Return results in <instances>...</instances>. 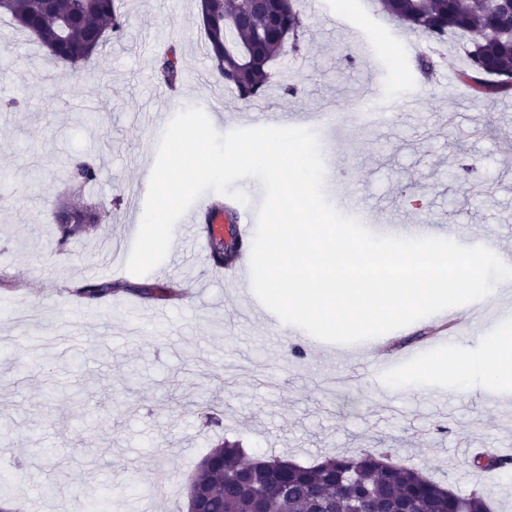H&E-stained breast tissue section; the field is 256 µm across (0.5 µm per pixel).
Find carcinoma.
I'll return each mask as SVG.
<instances>
[{"label": "carcinoma", "instance_id": "carcinoma-1", "mask_svg": "<svg viewBox=\"0 0 512 512\" xmlns=\"http://www.w3.org/2000/svg\"><path fill=\"white\" fill-rule=\"evenodd\" d=\"M393 20L424 34L434 42L450 34H478L467 52L468 68L462 77L486 97L512 91V0L480 5L476 0H380ZM7 15L22 31L52 49L51 56L72 76L89 73L96 56L107 44L93 41L106 30L123 36L119 0H0V15ZM201 25L206 37L210 68L241 103L248 105L278 87L287 93L297 86L283 82L272 62L299 51L304 30L296 0H202ZM161 80L174 85L180 67L173 48L161 56ZM98 178V168L87 161L69 165V179L81 187ZM98 220L92 207L75 200L60 202L54 221L63 246ZM242 241L212 245L216 262L232 264ZM123 284L101 279L85 281L77 295L89 301L112 298ZM512 458L481 455L473 466L492 478L509 477ZM202 507L207 512H490L482 495H460L420 472L387 461L377 451L325 456L302 465L277 455L248 457L237 444L215 447L197 468Z\"/></svg>", "mask_w": 512, "mask_h": 512}]
</instances>
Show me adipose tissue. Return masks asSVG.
I'll list each match as a JSON object with an SVG mask.
<instances>
[{"mask_svg":"<svg viewBox=\"0 0 512 512\" xmlns=\"http://www.w3.org/2000/svg\"><path fill=\"white\" fill-rule=\"evenodd\" d=\"M449 376L456 388L471 391L479 384L512 385V335L483 340L479 349L466 357L444 362L427 360L398 375L397 388H420L438 375Z\"/></svg>","mask_w":512,"mask_h":512,"instance_id":"adipose-tissue-1","label":"adipose tissue"}]
</instances>
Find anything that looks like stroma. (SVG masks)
Here are the masks:
<instances>
[{"label": "stroma", "instance_id": "obj_1", "mask_svg": "<svg viewBox=\"0 0 512 512\" xmlns=\"http://www.w3.org/2000/svg\"><path fill=\"white\" fill-rule=\"evenodd\" d=\"M306 28L298 54L276 63L301 92L265 93L253 119L210 73L197 0H123L126 35L94 62L85 81L72 79L9 18H0V468L13 474L4 499L13 512H88L107 495L109 512H187L185 494L201 457L224 442L248 454H277L308 465L327 454L387 452L452 491L479 493L492 512H512V478L483 477L476 453L512 457V388L460 393L453 384L419 390L389 387L370 358L352 347L322 344L310 334L278 341L263 323L238 318L239 300L223 277L205 271L191 246L165 259L163 276L126 274L138 287L200 293L176 300L118 292L105 303L70 294L88 278H111L99 252L122 242L145 205L139 194L168 122L197 106L225 126L259 121L286 126L291 115L334 103L350 108V87L377 81L391 113L345 134L319 133L343 192L373 211L378 223L465 222L469 238L512 227V119H499L502 97L464 89L460 71L469 36L432 45L388 16L352 0L346 16L372 37L367 56L333 27L336 0H299ZM175 46L177 93L164 91L153 43ZM432 55L431 74L418 59ZM94 161L97 181L84 198L101 209L96 230L58 245L56 202L71 188L68 158ZM163 308L158 324L146 312ZM171 477L159 498L151 474Z\"/></svg>", "mask_w": 512, "mask_h": 512}]
</instances>
